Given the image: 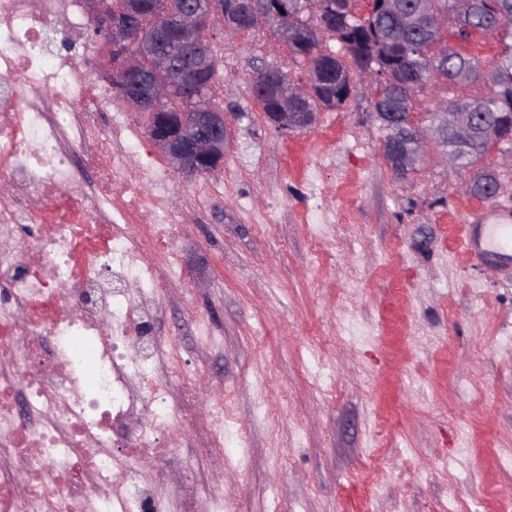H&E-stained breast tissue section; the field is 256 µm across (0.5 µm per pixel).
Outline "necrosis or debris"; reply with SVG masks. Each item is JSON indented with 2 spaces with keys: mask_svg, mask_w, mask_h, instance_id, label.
<instances>
[{
  "mask_svg": "<svg viewBox=\"0 0 512 512\" xmlns=\"http://www.w3.org/2000/svg\"><path fill=\"white\" fill-rule=\"evenodd\" d=\"M73 4L0 0V512H178L163 475L111 448L121 435L171 454L159 436L178 427L183 339L143 334L184 281L186 200L127 113L100 124V84L51 48Z\"/></svg>",
  "mask_w": 512,
  "mask_h": 512,
  "instance_id": "4bbe7bcc",
  "label": "necrosis or debris"
}]
</instances>
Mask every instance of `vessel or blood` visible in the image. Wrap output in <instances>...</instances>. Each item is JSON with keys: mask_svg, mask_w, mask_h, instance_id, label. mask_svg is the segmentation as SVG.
Here are the masks:
<instances>
[{"mask_svg": "<svg viewBox=\"0 0 512 512\" xmlns=\"http://www.w3.org/2000/svg\"><path fill=\"white\" fill-rule=\"evenodd\" d=\"M463 251L467 256L493 255L512 259V211L494 208L472 217L464 227Z\"/></svg>", "mask_w": 512, "mask_h": 512, "instance_id": "obj_1", "label": "vessel or blood"}]
</instances>
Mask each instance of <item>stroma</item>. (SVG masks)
<instances>
[{
    "instance_id": "obj_1",
    "label": "stroma",
    "mask_w": 512,
    "mask_h": 512,
    "mask_svg": "<svg viewBox=\"0 0 512 512\" xmlns=\"http://www.w3.org/2000/svg\"><path fill=\"white\" fill-rule=\"evenodd\" d=\"M259 27L219 47L224 167L176 238L188 280L151 331L197 308L221 341L187 343L195 387L165 487L222 494L224 512H512V268L462 251L487 203L473 170L398 178L381 154L373 89L305 130L280 132L250 93L255 67L305 66ZM484 84L426 85L419 116ZM233 422L204 446L206 392Z\"/></svg>"
}]
</instances>
